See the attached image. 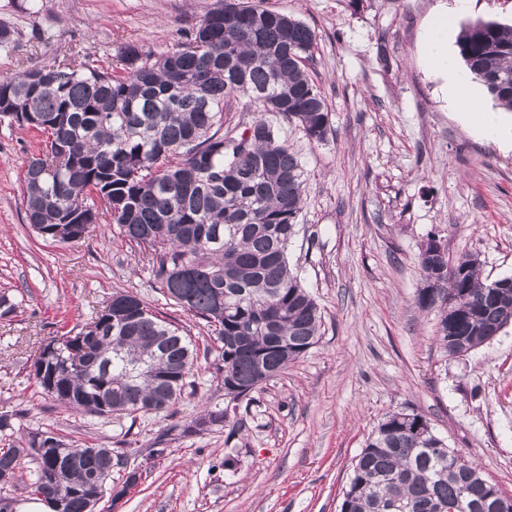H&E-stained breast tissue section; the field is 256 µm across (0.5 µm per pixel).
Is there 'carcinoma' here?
I'll list each match as a JSON object with an SVG mask.
<instances>
[{"label": "carcinoma", "instance_id": "cac0c4a2", "mask_svg": "<svg viewBox=\"0 0 512 512\" xmlns=\"http://www.w3.org/2000/svg\"><path fill=\"white\" fill-rule=\"evenodd\" d=\"M316 33L259 2L226 0L195 24L188 42L158 55L124 45L119 70L79 57L0 78V121L44 135L26 162L28 223L45 241L86 239L101 215L149 255L150 280L165 300L206 323L216 372L232 410L318 342L322 312L288 262L306 183L300 157L272 115L322 142L330 115L304 61ZM471 75L512 110V25L466 24L457 42ZM246 98L257 116L224 129V102ZM420 252L416 303L438 316L450 357L490 342L512 324V275L484 280L473 253ZM457 309L448 312V304ZM40 393L98 417L171 418L196 360L180 327L129 292L78 331L35 341ZM206 409L182 426L201 434L229 421ZM124 454L35 433L0 448V472L34 465L32 496L63 499L61 512H92L89 493L112 492ZM512 512V496L448 447L428 421L385 416L355 457L340 512Z\"/></svg>", "mask_w": 512, "mask_h": 512}]
</instances>
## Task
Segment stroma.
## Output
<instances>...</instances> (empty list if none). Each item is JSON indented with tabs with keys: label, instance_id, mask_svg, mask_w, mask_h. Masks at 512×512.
I'll list each match as a JSON object with an SVG mask.
<instances>
[{
	"label": "stroma",
	"instance_id": "35a3bbf8",
	"mask_svg": "<svg viewBox=\"0 0 512 512\" xmlns=\"http://www.w3.org/2000/svg\"><path fill=\"white\" fill-rule=\"evenodd\" d=\"M223 0H0V25L15 32L0 49V76L69 57L117 65L137 42L158 54ZM317 34L307 72L330 113L320 143L295 126L280 135L307 171L299 232L288 248L322 312L321 336L264 384L236 436L215 427L170 432L224 402L211 363L210 332L168 305L151 284L139 248L111 224L78 243L38 238L25 214L26 160L42 136L0 122V293L23 295L0 319V415L14 440L51 432L74 444L128 456L112 471L122 486L98 512H338L351 464L394 411L424 416L449 447L512 494V325L457 358L435 340L437 317L421 310L419 254L429 235L449 257L478 256L484 278L512 275V153L474 136L437 94L423 39L443 5L461 29L477 18L512 23V0H261ZM126 290L186 328L197 345L195 388L168 421L78 414L33 381L30 337L83 324Z\"/></svg>",
	"mask_w": 512,
	"mask_h": 512
}]
</instances>
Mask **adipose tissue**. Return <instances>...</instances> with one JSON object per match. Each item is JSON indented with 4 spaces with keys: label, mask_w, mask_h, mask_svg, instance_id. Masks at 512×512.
I'll list each match as a JSON object with an SVG mask.
<instances>
[{
    "label": "adipose tissue",
    "mask_w": 512,
    "mask_h": 512,
    "mask_svg": "<svg viewBox=\"0 0 512 512\" xmlns=\"http://www.w3.org/2000/svg\"><path fill=\"white\" fill-rule=\"evenodd\" d=\"M424 58L440 81L444 107L478 138L512 152V116L482 105L479 87L472 84L465 64L453 54L447 18L431 23L424 38Z\"/></svg>",
    "instance_id": "obj_1"
}]
</instances>
